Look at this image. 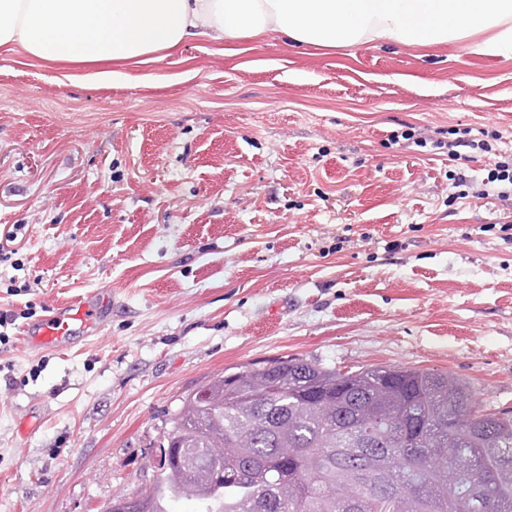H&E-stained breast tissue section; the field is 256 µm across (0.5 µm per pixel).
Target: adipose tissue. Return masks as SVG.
<instances>
[{
  "mask_svg": "<svg viewBox=\"0 0 512 512\" xmlns=\"http://www.w3.org/2000/svg\"><path fill=\"white\" fill-rule=\"evenodd\" d=\"M278 32L298 42L446 44L486 33L512 56V0H0V50L87 68L111 86L117 65L150 62L199 36L221 43Z\"/></svg>",
  "mask_w": 512,
  "mask_h": 512,
  "instance_id": "obj_1",
  "label": "adipose tissue"
}]
</instances>
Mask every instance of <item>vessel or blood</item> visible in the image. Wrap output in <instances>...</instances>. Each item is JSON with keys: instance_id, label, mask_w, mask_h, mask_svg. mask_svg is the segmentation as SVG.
Wrapping results in <instances>:
<instances>
[{"instance_id": "obj_1", "label": "vessel or blood", "mask_w": 512, "mask_h": 512, "mask_svg": "<svg viewBox=\"0 0 512 512\" xmlns=\"http://www.w3.org/2000/svg\"><path fill=\"white\" fill-rule=\"evenodd\" d=\"M112 308V294L104 290L76 305L54 307L51 315L27 330L30 344L36 348L60 349L95 332Z\"/></svg>"}]
</instances>
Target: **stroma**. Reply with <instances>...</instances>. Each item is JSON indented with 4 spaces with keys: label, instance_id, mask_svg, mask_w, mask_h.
<instances>
[{
    "label": "stroma",
    "instance_id": "35a3bbf8",
    "mask_svg": "<svg viewBox=\"0 0 512 512\" xmlns=\"http://www.w3.org/2000/svg\"><path fill=\"white\" fill-rule=\"evenodd\" d=\"M205 37L111 87L0 54V512L149 486L191 390L297 357L447 371L512 408V57ZM488 132L489 151L446 144ZM465 188H456L457 177ZM112 293L91 337L30 348ZM112 311V293L95 292L89 301L76 305L56 306L52 314L27 329L30 344L35 348L60 349L78 339L87 338Z\"/></svg>",
    "mask_w": 512,
    "mask_h": 512
}]
</instances>
